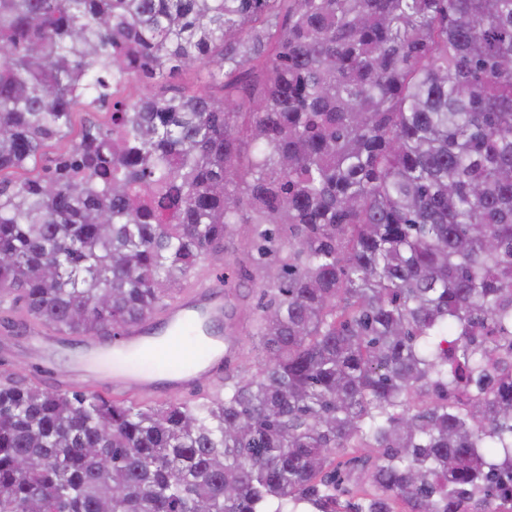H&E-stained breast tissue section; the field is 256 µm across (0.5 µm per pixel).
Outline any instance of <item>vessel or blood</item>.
Returning <instances> with one entry per match:
<instances>
[{
	"instance_id": "obj_1",
	"label": "vessel or blood",
	"mask_w": 512,
	"mask_h": 512,
	"mask_svg": "<svg viewBox=\"0 0 512 512\" xmlns=\"http://www.w3.org/2000/svg\"><path fill=\"white\" fill-rule=\"evenodd\" d=\"M227 286L221 278L190 284L156 317L110 339L88 341L84 354L111 368L117 390L145 395L196 391L219 379L240 344ZM187 329L206 330L211 349L205 360L181 352L178 339Z\"/></svg>"
}]
</instances>
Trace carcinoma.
<instances>
[{"instance_id": "1", "label": "carcinoma", "mask_w": 512, "mask_h": 512, "mask_svg": "<svg viewBox=\"0 0 512 512\" xmlns=\"http://www.w3.org/2000/svg\"><path fill=\"white\" fill-rule=\"evenodd\" d=\"M240 224L256 371L152 405L0 361V512H512V0H0L7 321L116 336ZM203 84L196 71H180L164 79H147L138 77L135 84L122 88V98L138 93H147L156 96L170 95L180 89H198Z\"/></svg>"}]
</instances>
